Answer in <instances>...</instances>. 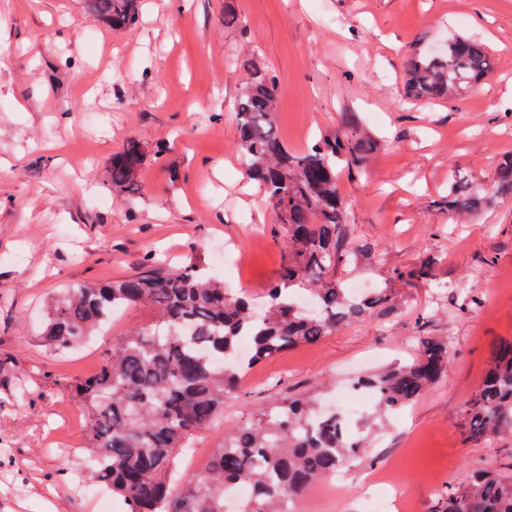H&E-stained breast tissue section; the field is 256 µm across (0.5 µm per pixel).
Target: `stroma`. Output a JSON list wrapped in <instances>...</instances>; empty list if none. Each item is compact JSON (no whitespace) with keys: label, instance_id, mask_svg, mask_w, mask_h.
<instances>
[{"label":"stroma","instance_id":"obj_1","mask_svg":"<svg viewBox=\"0 0 512 512\" xmlns=\"http://www.w3.org/2000/svg\"><path fill=\"white\" fill-rule=\"evenodd\" d=\"M458 36L488 45L485 83L457 100L409 103L410 59ZM251 63L276 78L288 150L348 135L351 115L373 129L365 173L341 177L360 253L345 277L389 301L241 379L223 419L182 457L180 482L203 473L233 427L410 362L425 336L450 341L446 375L400 415L380 419L366 404L351 489L316 482L301 512H363L378 480L429 512L474 470L512 475V432L489 442L465 434L494 348L512 341V200L476 216L439 206L449 177L490 188L500 155L512 153V0H143L138 24L120 31L99 26L83 0H0V512H101L106 499L124 510L109 488H82L92 479L86 410L68 386L150 315L131 307L57 350L41 333L63 289L133 275L151 251L173 268L201 255L208 276L258 302L277 280L288 242L273 236L275 213L238 148L234 106ZM130 138L147 154L132 196L107 184ZM219 243L234 247L237 273L215 263ZM423 266L420 278L392 275ZM471 293L482 303L461 313Z\"/></svg>","mask_w":512,"mask_h":512}]
</instances>
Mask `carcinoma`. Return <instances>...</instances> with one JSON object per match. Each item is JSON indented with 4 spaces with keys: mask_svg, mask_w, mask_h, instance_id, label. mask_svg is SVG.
I'll list each match as a JSON object with an SVG mask.
<instances>
[{
    "mask_svg": "<svg viewBox=\"0 0 512 512\" xmlns=\"http://www.w3.org/2000/svg\"><path fill=\"white\" fill-rule=\"evenodd\" d=\"M106 28L129 29L142 0H84ZM492 70L488 47L457 37L440 53L410 62L407 97L452 99L474 90ZM276 82L257 67L236 108L239 146L247 175L262 187L277 214L274 236L288 239V260L262 307L234 297L206 277L194 256L178 268L145 255L140 272L105 283L71 288L54 300L42 336L67 349L110 323L122 308L145 304L153 321L112 345L99 371L73 390L88 412L87 440L96 481L112 489L127 512H224V492L252 487L238 512H292L294 500L318 480L335 474L365 448L361 431L346 439L333 414L307 398L288 399L224 437L221 448L195 482L174 483L177 462L198 433L224 415V398L238 390L243 371L302 343H314L350 322L362 321L388 302L381 292L358 300L348 295L339 271L357 262L350 249L349 205L336 164L362 173L376 140L350 116L352 137L324 136L301 153L281 142L275 124ZM146 154L136 139L112 156L108 184L117 193L138 190ZM498 196L512 198V154L500 158ZM492 196L464 179L448 182L443 208L477 215ZM300 289L316 304L303 310ZM244 339L252 355L240 362ZM410 363L360 379L372 389L384 416L401 412L434 385L448 368L450 342L424 337ZM468 438L491 441L512 431V344L493 352L480 389L465 409ZM436 512H512V479L476 470L468 485L448 487Z\"/></svg>",
    "mask_w": 512,
    "mask_h": 512,
    "instance_id": "carcinoma-1",
    "label": "carcinoma"
}]
</instances>
